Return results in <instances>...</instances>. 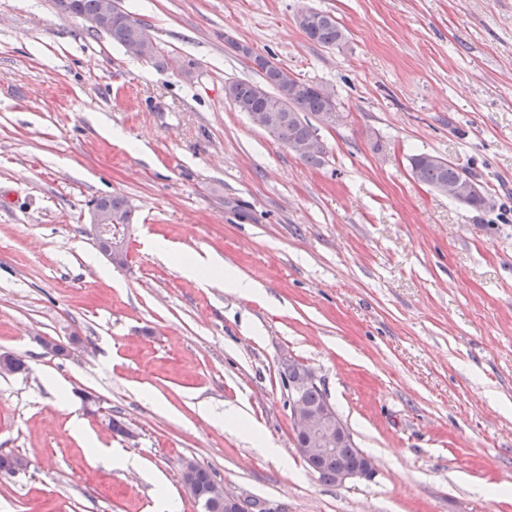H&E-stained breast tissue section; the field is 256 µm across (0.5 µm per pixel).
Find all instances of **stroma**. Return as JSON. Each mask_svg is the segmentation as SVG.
Instances as JSON below:
<instances>
[{
    "label": "stroma",
    "instance_id": "obj_1",
    "mask_svg": "<svg viewBox=\"0 0 512 512\" xmlns=\"http://www.w3.org/2000/svg\"><path fill=\"white\" fill-rule=\"evenodd\" d=\"M123 6L164 61L89 35L57 0H0V352L25 363L0 376V453L29 461L0 474V512H156L163 490L200 512L185 458L264 512H512V0ZM310 8L336 16L342 47L306 39ZM235 40L333 92L321 165L226 98L262 80ZM422 152L466 168L494 208L417 181ZM112 195L134 210L122 267L89 232ZM205 251L262 295L185 277L179 257ZM74 336L82 351H49ZM287 354L316 371L372 479L321 481L297 453ZM203 406L241 409L259 438Z\"/></svg>",
    "mask_w": 512,
    "mask_h": 512
}]
</instances>
